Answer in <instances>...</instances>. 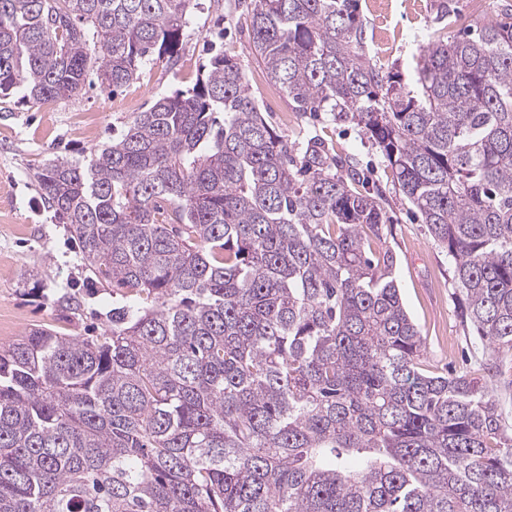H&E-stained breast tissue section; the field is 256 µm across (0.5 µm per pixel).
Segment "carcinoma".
<instances>
[{"label":"carcinoma","mask_w":512,"mask_h":512,"mask_svg":"<svg viewBox=\"0 0 512 512\" xmlns=\"http://www.w3.org/2000/svg\"><path fill=\"white\" fill-rule=\"evenodd\" d=\"M359 0H254L252 53L300 112L355 122L448 249L482 374H429L359 172L260 112L216 53L85 161L33 174L98 336L0 346V512H512V3L447 0L411 80L369 56ZM195 0H0V95L38 103L175 61ZM460 27L459 36L448 28ZM497 1L452 0V3L462 15L468 17V20L477 18L483 21L490 19L494 15Z\"/></svg>","instance_id":"obj_1"}]
</instances>
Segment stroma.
Instances as JSON below:
<instances>
[{
  "label": "stroma",
  "mask_w": 512,
  "mask_h": 512,
  "mask_svg": "<svg viewBox=\"0 0 512 512\" xmlns=\"http://www.w3.org/2000/svg\"><path fill=\"white\" fill-rule=\"evenodd\" d=\"M368 30V51L384 68L411 75L420 44L413 31L435 26L439 0H360ZM253 0H197L180 38L176 62L155 60L138 80L116 93L102 91L88 73L82 94L32 103L13 95L0 102V344L45 326L70 336H96L101 313L112 306L103 290L89 299L81 319L67 320L47 293L80 288L82 259L66 225L46 208L30 178L33 169L56 157L85 159L145 111L158 96L192 88L214 51L239 62L261 112L288 141L318 136L349 160L380 196L384 230L376 251H392L405 306L426 338L427 368L462 373L477 364L462 321V296L452 281L447 249L434 241L421 216L398 189L382 152L352 121L326 112L294 111L284 92L274 91L250 50Z\"/></svg>",
  "instance_id": "stroma-1"
}]
</instances>
